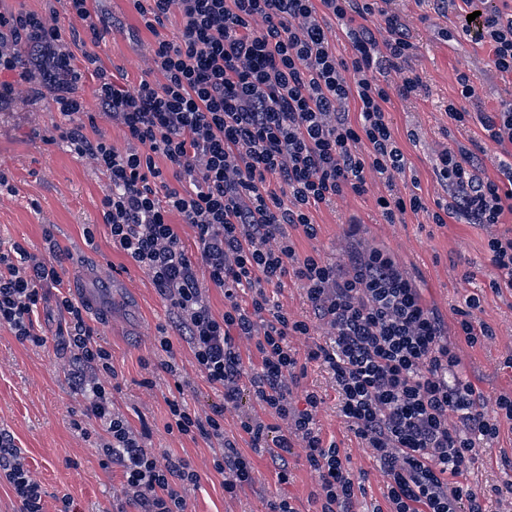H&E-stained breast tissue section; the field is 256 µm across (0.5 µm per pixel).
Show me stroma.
<instances>
[{
  "label": "stroma",
  "instance_id": "1",
  "mask_svg": "<svg viewBox=\"0 0 512 512\" xmlns=\"http://www.w3.org/2000/svg\"><path fill=\"white\" fill-rule=\"evenodd\" d=\"M98 6L113 25L103 31L93 52L106 67L124 68L130 82L139 81L148 68L153 35L141 25L131 0H99ZM391 8L411 30L412 63L427 86L425 96L396 98L389 107L388 119L407 161L396 188L430 203L446 196L433 170L438 154L457 144L470 145L480 133L478 122L459 126L448 117V102L457 96L458 73H467L477 89V99L467 105L472 112H490L500 101L511 99L512 79L488 67L486 48L463 33V19L455 10H434L433 0H392ZM67 123L53 108L49 88L38 84L23 88L16 100L0 106V171L13 188L12 193L0 194V249L18 243L43 254L49 233L67 252L62 279H69L75 267L100 264L94 285L107 314L89 311L85 319L112 354L118 374L112 399L135 429L145 431V445L155 455L173 453L189 460L198 472L197 485L184 491L188 512H265L267 500L280 495L291 498L297 512H313L316 478L302 448H294L289 457L288 483L278 482L269 457L257 456L253 485L232 497L213 467L216 443L171 429L166 399L174 393L175 383H182L188 406L201 414L221 402L222 391L200 374L184 338L172 336L169 354L157 344L159 327L171 318L170 308L150 277L112 245L101 208L106 176L65 144L52 142L57 127ZM383 191V184L376 182L365 195L348 193L320 205L315 212L316 238L291 230L297 251L342 263L354 247L386 249L452 325L466 298L479 297L481 306L473 316L489 325L493 336L475 345L456 337L457 352L487 403L512 394V368L504 365L512 357V294L494 293L490 286L497 272L488 259L487 241L495 227L454 219L440 227L423 211L407 213L403 223L390 224L375 203ZM468 270L474 273L469 281L463 278ZM67 320L51 288L39 309L45 345L20 342L0 328V428L13 435L39 481L45 512H60L66 496L80 512H110L121 491L122 471L115 465L103 467L96 425L86 418L83 397L65 377V358L56 343ZM168 359L173 360L176 375L160 369V362ZM147 378L154 381V388L143 387ZM307 390L325 396L317 416L323 439L336 442L348 454L354 472L365 476L362 505L382 500L384 478L369 450L339 417L330 375L320 363H307L295 402H302ZM83 427L89 437L80 435ZM505 455L512 457V422L507 420L502 421L498 438L484 445L479 462L460 480L464 488L484 494L488 512H512V493L507 490L512 469L503 466Z\"/></svg>",
  "mask_w": 512,
  "mask_h": 512
}]
</instances>
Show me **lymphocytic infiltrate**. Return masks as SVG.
Segmentation results:
<instances>
[{"mask_svg": "<svg viewBox=\"0 0 512 512\" xmlns=\"http://www.w3.org/2000/svg\"><path fill=\"white\" fill-rule=\"evenodd\" d=\"M91 0H59L44 10L0 12V103L26 84H61L52 103L70 120L60 140L108 178L101 200L112 244L141 268L169 302V331L157 342L171 351L170 333L187 339L199 372L223 391L210 414L168 401L181 434L217 441L216 468L224 491L237 495L254 481L253 465L224 434V413L234 410L254 451H269L280 482H288L293 446L304 450L317 481L315 512H356L362 478L336 442H325L316 423L324 402L306 392L304 409L292 399L304 364L327 367L336 410L386 479L384 502L371 512H486L481 494L459 479L478 461L484 442L497 438L501 420L512 421V396L487 405L465 374L448 327L420 288L383 249L353 251L345 263L299 254L290 227L316 237L314 209L351 192L367 194L372 182L386 191L376 204L388 223L407 212L429 211L418 194L401 195L397 176L406 159L387 116L392 97L422 96L427 87L412 66L414 44L401 17L380 0H132L143 27L154 34L151 77L129 82L93 53L74 57L81 38L97 41L107 20ZM67 11L84 24L66 31ZM341 22L350 58L332 50L324 17ZM178 18L177 40L160 30ZM489 50L488 65L512 77V5L464 25ZM36 51L41 65L23 54ZM395 74L397 83L385 78ZM91 75L105 116L128 142L118 151L92 138L96 116L73 87ZM481 135L473 148H445L435 173L448 199L431 211L435 224L460 218L469 224L504 225L512 217V101L478 113ZM500 151L498 178L478 173V150ZM191 227L198 260L186 254L172 215ZM48 256L21 245L0 251V327L19 341L44 345L36 314L47 288L69 317L59 345L66 378L85 401V415L100 429L107 463L122 470L114 512H187L186 485L199 476L183 458L152 454L112 402L117 374L112 356L95 338L83 306L62 292V250ZM498 277L495 292H512V228L487 242ZM224 292V313L214 317L196 268ZM294 278L314 318L296 320L272 303L268 286ZM249 293L241 304L240 293ZM328 340L299 356L290 340L311 338L315 325ZM253 344L262 363L247 373L242 343ZM256 403L248 410L246 401ZM0 480L21 503L20 512H44L42 490L14 444L0 429Z\"/></svg>", "mask_w": 512, "mask_h": 512, "instance_id": "lymphocytic-infiltrate-1", "label": "lymphocytic infiltrate"}]
</instances>
